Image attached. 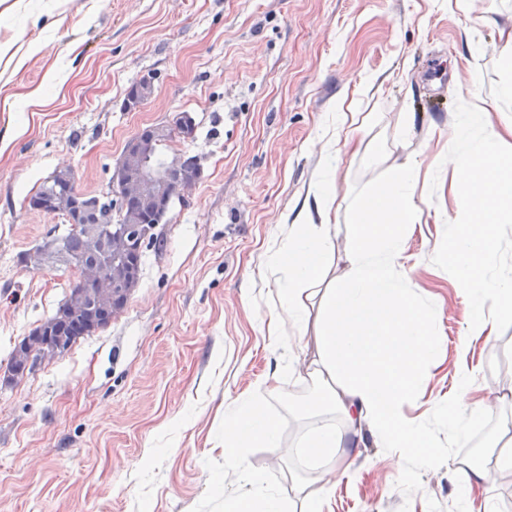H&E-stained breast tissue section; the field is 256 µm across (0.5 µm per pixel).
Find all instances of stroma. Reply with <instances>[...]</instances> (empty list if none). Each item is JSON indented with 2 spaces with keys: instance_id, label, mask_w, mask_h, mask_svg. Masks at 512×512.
Masks as SVG:
<instances>
[{
  "instance_id": "obj_1",
  "label": "stroma",
  "mask_w": 512,
  "mask_h": 512,
  "mask_svg": "<svg viewBox=\"0 0 512 512\" xmlns=\"http://www.w3.org/2000/svg\"><path fill=\"white\" fill-rule=\"evenodd\" d=\"M512 0H0V512H224L246 486L224 472V410L263 398L280 445L247 448L241 471L281 497L311 477L297 453L309 423L289 395H319L299 379L313 336L267 332L278 307L265 251L294 218L337 128L361 130L365 152L343 157L335 192L352 209L390 175L420 164L431 213L413 225L401 262L435 315L436 351L402 404L435 454L396 461L374 438L355 449L351 476L324 491L322 512H461L460 464L481 449L489 490L512 512V470L490 456L496 419L468 441L448 432L445 403L500 396L512 414V320L493 342L468 335V301L448 250L459 199L448 161L461 110L457 86L496 105L498 26ZM480 53L472 77L466 61ZM25 57L22 68L11 59ZM148 78L153 97L126 107ZM181 112L191 138L164 153L198 157L201 181L173 201L145 246L139 283L111 323L64 356L8 376L11 352L51 317L72 269H34L20 256L65 224L29 206L56 170L102 195L129 139Z\"/></svg>"
}]
</instances>
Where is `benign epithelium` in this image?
<instances>
[{"instance_id":"7a95c632","label":"benign epithelium","mask_w":512,"mask_h":512,"mask_svg":"<svg viewBox=\"0 0 512 512\" xmlns=\"http://www.w3.org/2000/svg\"><path fill=\"white\" fill-rule=\"evenodd\" d=\"M154 95L152 81L145 79L135 88L134 95L127 100L130 110L141 107ZM192 116L182 112L176 115L168 125L152 127L154 135L145 140L142 134L135 135L126 144L121 161L113 174V192L116 196L136 195L149 192L160 203L163 219L169 210V204L175 197H185L200 181L201 175L187 174L180 170L182 155L174 153L163 166L152 162L154 144L158 140H168L172 127L185 126ZM52 214L65 216L71 224H89V219L98 217V210L90 196L75 189H67L55 194L52 200ZM102 233V245L106 253L112 255V271L93 267L86 273L89 297H80L81 302L95 306L113 301L118 296H129L136 288L139 269L132 257L141 248L145 236L149 233L148 220L128 216L122 224H109L98 229ZM38 335L45 337L39 343L42 358H52L64 353L69 345L63 339L52 337L51 330L42 328Z\"/></svg>"}]
</instances>
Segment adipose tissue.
<instances>
[{
	"mask_svg": "<svg viewBox=\"0 0 512 512\" xmlns=\"http://www.w3.org/2000/svg\"><path fill=\"white\" fill-rule=\"evenodd\" d=\"M460 95L470 104L459 113L455 129L465 147L450 157L460 206L455 217L459 231L448 259L477 308L469 333L490 335L494 328L482 314L485 307L512 318V275L487 274L497 253L494 230L512 222V156L500 149L512 138V123L494 122L490 107L472 88ZM476 127L482 135L475 141ZM417 170L414 160L396 165L352 211L343 272H336L331 248L336 194L330 173L312 184L287 234L268 247L267 268L277 276L280 298L278 311L268 319V333L280 335L285 326L296 335L313 333L317 357L305 376L325 394L307 410L318 416L331 410L341 419L337 426H316L299 441L300 447L336 462L295 485L307 512H320L323 488L336 469L347 468L363 432H371L401 459L412 448L430 445L428 434L401 415L437 346L432 314L407 288L410 274L400 263L405 232L420 223L425 203ZM278 445L279 428L262 399L225 409V468H235L236 449ZM245 482L248 492L225 499L224 512H291V504L269 493L256 475H246Z\"/></svg>",
	"mask_w": 512,
	"mask_h": 512,
	"instance_id": "obj_1",
	"label": "adipose tissue"
}]
</instances>
